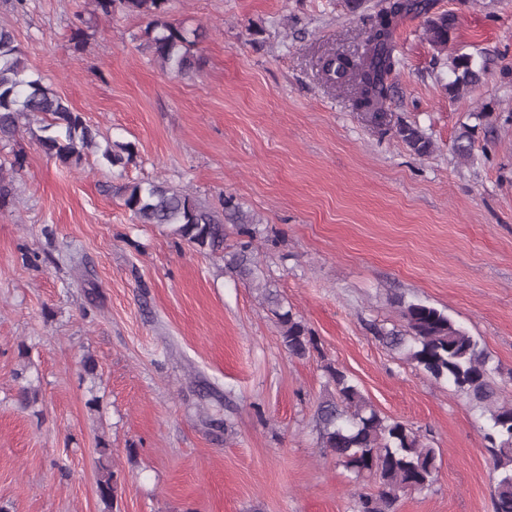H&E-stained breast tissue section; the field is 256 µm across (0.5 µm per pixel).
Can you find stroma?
Returning <instances> with one entry per match:
<instances>
[{"instance_id": "35a3bbf8", "label": "stroma", "mask_w": 512, "mask_h": 512, "mask_svg": "<svg viewBox=\"0 0 512 512\" xmlns=\"http://www.w3.org/2000/svg\"><path fill=\"white\" fill-rule=\"evenodd\" d=\"M381 3L171 0V22L207 33L178 77L139 49L145 19L0 0L31 68L133 148L119 174L95 152L64 166L26 129L0 142V165L24 158L0 203V512H354L374 485L319 448L327 362L439 450L438 482L397 512H492L480 408L370 327L401 325L398 296L447 311L485 343L512 402V0H435L455 17L451 47L489 60L454 101L424 18L400 23L389 110L430 137L423 157L318 71L322 55L362 53ZM483 110L492 129L460 163L453 142ZM120 179L250 213L261 277L318 353L290 356L259 290L219 257L137 223ZM24 386L37 394L25 407Z\"/></svg>"}]
</instances>
